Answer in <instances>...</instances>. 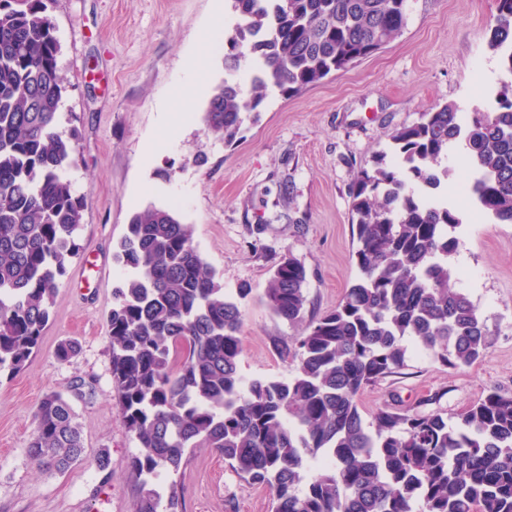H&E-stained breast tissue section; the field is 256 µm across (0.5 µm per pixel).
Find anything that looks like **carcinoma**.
<instances>
[{
  "label": "carcinoma",
  "mask_w": 512,
  "mask_h": 512,
  "mask_svg": "<svg viewBox=\"0 0 512 512\" xmlns=\"http://www.w3.org/2000/svg\"><path fill=\"white\" fill-rule=\"evenodd\" d=\"M224 67L252 68L250 95L224 81L205 110L228 142L258 111L268 84L288 96L373 54L408 23V0H230ZM486 39L503 78L487 109L438 106L392 135L390 150L351 186L359 276L336 308L308 323L285 379L239 371L237 296L209 270L192 226L166 209L135 214L115 259L128 271L109 316L119 416L139 444L128 468L141 479L134 512H184L173 481L209 448L249 486L269 488L275 512H512V395L491 392L450 422L439 412L379 408L364 422L366 386L413 352L457 369L489 345L478 308L454 287L448 258L462 217L435 195L457 145L465 189L494 222L512 224V0H496ZM46 0H0V370L22 369L49 321L60 278L78 254L84 200L66 171L74 136L59 129L67 91ZM307 271L275 264L263 299L278 318L304 320ZM32 462L62 472L83 439L59 393L34 412ZM318 463L305 479L307 460Z\"/></svg>",
  "instance_id": "1"
}]
</instances>
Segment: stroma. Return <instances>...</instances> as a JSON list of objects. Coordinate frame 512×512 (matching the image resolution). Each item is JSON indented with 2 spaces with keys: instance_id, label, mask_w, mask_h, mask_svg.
I'll return each mask as SVG.
<instances>
[{
  "instance_id": "obj_1",
  "label": "stroma",
  "mask_w": 512,
  "mask_h": 512,
  "mask_svg": "<svg viewBox=\"0 0 512 512\" xmlns=\"http://www.w3.org/2000/svg\"><path fill=\"white\" fill-rule=\"evenodd\" d=\"M495 0H408L403 31L371 56L290 97L269 90L233 143L207 132L204 110L223 83L229 0H50L67 80L60 127L76 138L69 170L85 199L67 265L38 349L18 371H0V512H133L140 484L127 461L137 443L116 405L108 316L125 270L114 259L132 214L167 208L193 228L194 242L225 292L241 299L242 355L248 379L290 377L289 350L303 323L273 315L261 299L270 269L285 256L307 270L306 321L336 307L357 278L350 188L400 127L438 104L462 112L493 99L501 77L484 31ZM206 53L192 76L188 57ZM202 91L176 135L166 114L179 87ZM155 153H148V146ZM462 147L448 155L442 195L464 222L450 259L460 288L486 320L490 345L472 365L443 366L427 354L367 386L364 421L381 407L437 411L456 419L493 391L512 394V224L491 223L459 185L468 176ZM76 352L60 360L59 346ZM62 394L77 414L84 458L64 472L27 456L41 399ZM108 451L112 476L95 466ZM186 512H272L268 488L250 487L208 448L176 475Z\"/></svg>"
}]
</instances>
